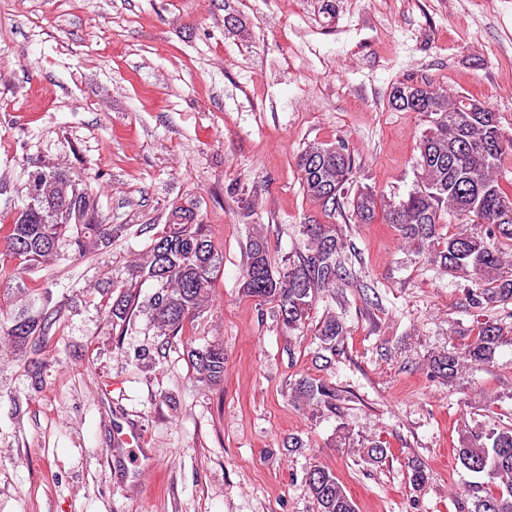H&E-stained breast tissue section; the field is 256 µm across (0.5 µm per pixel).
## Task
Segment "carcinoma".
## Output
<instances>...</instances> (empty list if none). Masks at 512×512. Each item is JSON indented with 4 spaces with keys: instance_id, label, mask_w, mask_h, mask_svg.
Listing matches in <instances>:
<instances>
[{
    "instance_id": "obj_1",
    "label": "carcinoma",
    "mask_w": 512,
    "mask_h": 512,
    "mask_svg": "<svg viewBox=\"0 0 512 512\" xmlns=\"http://www.w3.org/2000/svg\"><path fill=\"white\" fill-rule=\"evenodd\" d=\"M392 97L394 109L418 111L427 128L417 145L416 182L407 197L390 201L371 186L355 180L354 156L341 138L330 143H311L296 157L303 192L318 203L325 216L348 208L347 220L355 224H389L405 247L434 269L472 283L469 301L474 308H490L512 301V223L498 222L499 211L512 210V179L503 176L504 155L512 151L497 113L463 112L465 96L430 82L415 88L409 83ZM27 203L0 226V247L24 268L38 267L65 255L72 248L85 258L98 255L128 234V225L111 224L100 213L97 193L89 178L59 166L37 165L26 182ZM461 224L483 228L481 232L442 233L446 214ZM307 248L281 265L272 264L267 240L253 234L245 245L240 292L258 304L273 303L283 328L292 332L305 325L320 293L349 285L354 280L345 266L347 240L337 224L302 225ZM223 255L198 223L195 208L176 206L169 224L152 239L144 253L127 267V278L102 289L104 315L113 323L124 322L140 308L133 283L152 280L158 291L146 305L160 335L179 338L188 351L197 382L215 387L224 382V347L192 346L185 336L212 296ZM54 312L43 310L18 319L0 313V337L18 350H39L49 340ZM346 334L343 321L327 314L316 325L320 340L318 358L340 354ZM505 328L486 320L477 322L467 344L431 360L432 373L454 380L467 363L484 364L494 359L503 343ZM293 398L305 405L336 408V389L324 381L301 377L292 387ZM464 469L488 478L490 488L477 485L458 502V512H512V424L464 427L453 449ZM305 483L317 512H356L336 473L314 465Z\"/></svg>"
}]
</instances>
